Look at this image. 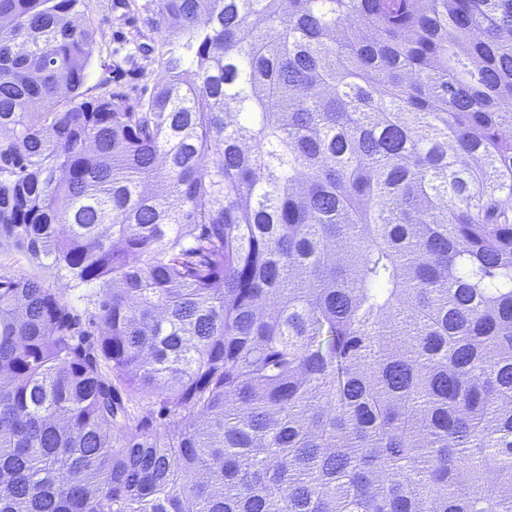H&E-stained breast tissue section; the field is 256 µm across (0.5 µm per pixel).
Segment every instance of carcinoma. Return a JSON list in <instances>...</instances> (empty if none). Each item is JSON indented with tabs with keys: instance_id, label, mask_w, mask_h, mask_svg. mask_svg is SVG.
Here are the masks:
<instances>
[{
	"instance_id": "1",
	"label": "carcinoma",
	"mask_w": 512,
	"mask_h": 512,
	"mask_svg": "<svg viewBox=\"0 0 512 512\" xmlns=\"http://www.w3.org/2000/svg\"><path fill=\"white\" fill-rule=\"evenodd\" d=\"M0 0V512H512V0ZM68 96L60 104L62 96ZM85 1L86 8L77 7V22L94 29L96 45L89 76L81 90L84 98H95L112 88L123 90L131 98H147L159 67L156 62L142 60L133 43L138 33L158 39L156 33L149 31L146 12L127 0L129 7L122 0ZM138 41L150 43L148 38ZM0 264L8 266L10 265L18 274L40 276L46 281V285L49 286V288L63 291L66 293V295L76 300L78 292L68 288L66 281H57L53 278L46 277V274H44L43 271L31 266L21 254L14 252H2L0 253Z\"/></svg>"
}]
</instances>
